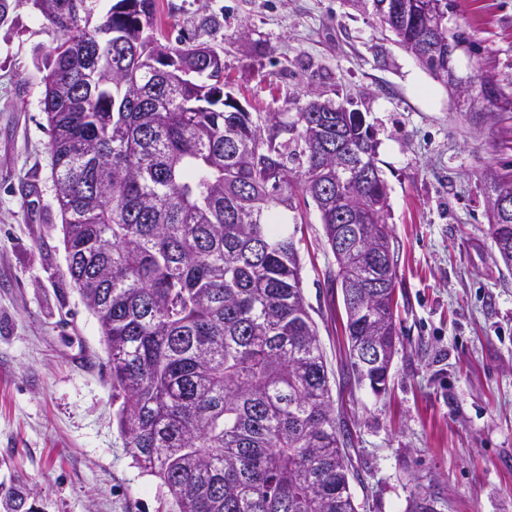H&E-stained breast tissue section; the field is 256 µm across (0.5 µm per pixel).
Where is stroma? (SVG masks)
Returning a JSON list of instances; mask_svg holds the SVG:
<instances>
[{
	"instance_id": "obj_1",
	"label": "stroma",
	"mask_w": 512,
	"mask_h": 512,
	"mask_svg": "<svg viewBox=\"0 0 512 512\" xmlns=\"http://www.w3.org/2000/svg\"><path fill=\"white\" fill-rule=\"evenodd\" d=\"M158 39L223 51L228 92L294 114L315 90L363 112L388 186L400 336L385 394L346 363L335 258L315 206L287 216L357 512H512V270L495 248L487 181L512 166V112L473 119L393 35L347 0H156ZM465 81L512 83V0H452ZM54 35L28 0L0 23V483L28 479L41 512H175L115 418L105 343L73 287L52 179L40 67ZM438 496L429 486H418L411 498L409 512H437Z\"/></svg>"
}]
</instances>
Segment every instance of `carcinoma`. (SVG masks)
<instances>
[{
	"label": "carcinoma",
	"instance_id": "cac0c4a2",
	"mask_svg": "<svg viewBox=\"0 0 512 512\" xmlns=\"http://www.w3.org/2000/svg\"><path fill=\"white\" fill-rule=\"evenodd\" d=\"M56 34L43 111L68 273L97 319L117 425L133 461L179 512H357L347 430L331 387L298 242L285 213L312 199L346 314L349 374L386 391L399 336L377 281L389 259L387 186L357 110L295 100L294 120L231 104L224 68L193 67L202 42L155 37V0H31ZM352 0L448 83L467 44L448 0ZM469 112H512L492 76L465 85ZM512 189L490 175L487 194ZM491 237L512 264V214ZM382 360L360 367L356 347ZM34 492L0 484V512H37ZM420 486L409 512H437Z\"/></svg>",
	"mask_w": 512,
	"mask_h": 512
}]
</instances>
